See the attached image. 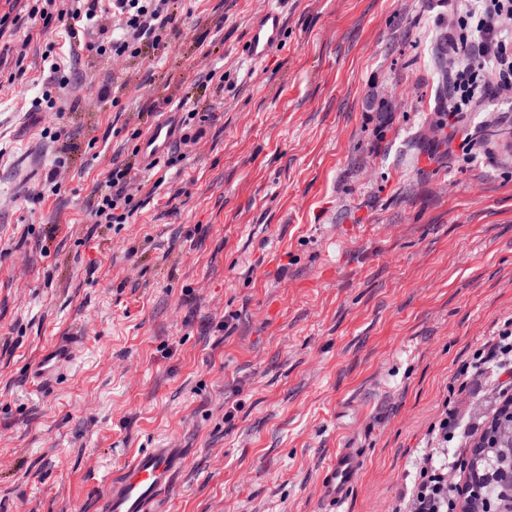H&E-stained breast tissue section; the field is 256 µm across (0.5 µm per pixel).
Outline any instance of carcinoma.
Masks as SVG:
<instances>
[{
	"mask_svg": "<svg viewBox=\"0 0 512 512\" xmlns=\"http://www.w3.org/2000/svg\"><path fill=\"white\" fill-rule=\"evenodd\" d=\"M470 460L474 493L462 512H512V409H502L483 432Z\"/></svg>",
	"mask_w": 512,
	"mask_h": 512,
	"instance_id": "obj_1",
	"label": "carcinoma"
}]
</instances>
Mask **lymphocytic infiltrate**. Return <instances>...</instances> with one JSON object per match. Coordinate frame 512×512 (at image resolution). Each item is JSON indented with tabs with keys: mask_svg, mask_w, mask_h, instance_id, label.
I'll return each instance as SVG.
<instances>
[{
	"mask_svg": "<svg viewBox=\"0 0 512 512\" xmlns=\"http://www.w3.org/2000/svg\"><path fill=\"white\" fill-rule=\"evenodd\" d=\"M177 0H23V10L0 16V38L23 23L37 27L46 48H54L57 34L87 50L115 58L138 55L143 46L165 45L175 29ZM461 14L458 28L448 32V51L456 58L453 88L448 95V118L458 119L465 108L489 94L486 73H493L498 87L512 86V29L504 19L512 18V0H448ZM111 16L114 26L101 40L87 38L89 27L99 17ZM131 168L113 167L106 188L97 197L92 213L100 224H123L139 203L127 191ZM494 377L503 400L512 399V319L496 336L476 348L464 367L448 384L451 395ZM455 422L441 415L431 427L436 448L415 468L405 512H455L462 488L464 465L449 461L448 444L455 437Z\"/></svg>",
	"mask_w": 512,
	"mask_h": 512,
	"instance_id": "lymphocytic-infiltrate-1",
	"label": "lymphocytic infiltrate"
}]
</instances>
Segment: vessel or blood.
<instances>
[{
    "label": "vessel or blood",
    "instance_id": "1",
    "mask_svg": "<svg viewBox=\"0 0 512 512\" xmlns=\"http://www.w3.org/2000/svg\"><path fill=\"white\" fill-rule=\"evenodd\" d=\"M284 18L280 11L266 9L254 19L247 40L248 55L260 61L281 43ZM178 124L167 113L141 139L138 161L141 169L166 154L176 139ZM75 337L52 344L31 367L29 374L39 386L49 385L70 362ZM187 448H141L104 482L95 500V512H165L176 480L186 467ZM361 449H337L322 475L323 498L330 512H340L362 466Z\"/></svg>",
    "mask_w": 512,
    "mask_h": 512
}]
</instances>
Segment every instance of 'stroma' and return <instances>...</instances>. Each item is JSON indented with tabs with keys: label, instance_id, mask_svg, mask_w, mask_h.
<instances>
[{
	"label": "stroma",
	"instance_id": "stroma-1",
	"mask_svg": "<svg viewBox=\"0 0 512 512\" xmlns=\"http://www.w3.org/2000/svg\"><path fill=\"white\" fill-rule=\"evenodd\" d=\"M164 49L112 59L60 39L63 119L39 35L0 86V512H92L139 448H187L169 512H320L336 449L362 468L344 512H403L429 427H482L492 384L448 383L512 317V93L433 132L444 0H179ZM280 47L246 55L252 17ZM224 87L194 81L215 67ZM118 105H111V98ZM176 173L99 224L93 191L134 162L162 99ZM66 164L50 188L55 157ZM79 332L52 389L26 368ZM284 27L283 14L265 9L254 19L247 40L248 55L255 61L269 56L281 44ZM51 69L54 70L53 73L57 74L55 80V88L57 90L55 91V95L52 94V90H46L43 93L41 102L38 103V105L42 106V103L45 102L46 104L44 112H54L55 109L56 113L54 114L61 117L63 113L61 103L64 99L63 95L65 90L70 84V78L64 73V71L62 72L61 67L57 62L51 64Z\"/></svg>",
	"mask_w": 512,
	"mask_h": 512
}]
</instances>
